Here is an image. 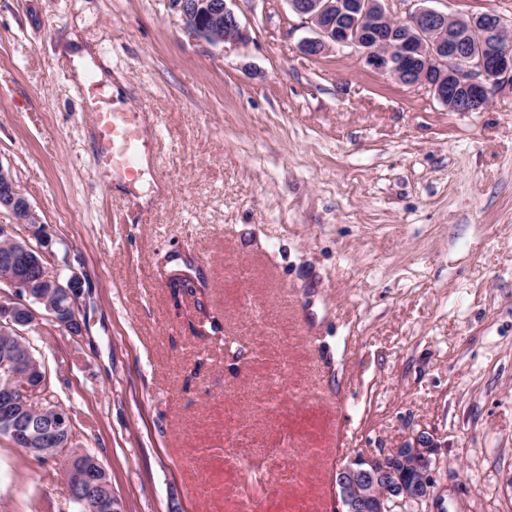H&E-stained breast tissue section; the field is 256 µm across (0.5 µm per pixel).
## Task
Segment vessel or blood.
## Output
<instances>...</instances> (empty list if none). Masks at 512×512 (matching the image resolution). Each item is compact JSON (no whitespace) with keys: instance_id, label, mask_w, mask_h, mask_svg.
Returning a JSON list of instances; mask_svg holds the SVG:
<instances>
[{"instance_id":"1","label":"vessel or blood","mask_w":512,"mask_h":512,"mask_svg":"<svg viewBox=\"0 0 512 512\" xmlns=\"http://www.w3.org/2000/svg\"><path fill=\"white\" fill-rule=\"evenodd\" d=\"M91 116L104 174L116 171L128 180L138 179L141 174L137 163L141 140L139 128L126 113L103 100L93 105Z\"/></svg>"}]
</instances>
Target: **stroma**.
Wrapping results in <instances>:
<instances>
[{"label":"stroma","instance_id":"35a3bbf8","mask_svg":"<svg viewBox=\"0 0 512 512\" xmlns=\"http://www.w3.org/2000/svg\"><path fill=\"white\" fill-rule=\"evenodd\" d=\"M231 7L214 44L172 0H0V166L83 279L80 336L26 332L78 445L122 512H333L341 459L424 431L447 512H512V81L453 112L303 54L287 0ZM69 33L151 127L148 205L100 172ZM0 512H76L59 461L0 436Z\"/></svg>","mask_w":512,"mask_h":512}]
</instances>
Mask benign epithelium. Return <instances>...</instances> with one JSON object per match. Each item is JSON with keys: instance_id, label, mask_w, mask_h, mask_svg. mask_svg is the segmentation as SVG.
Returning <instances> with one entry per match:
<instances>
[{"instance_id": "benign-epithelium-1", "label": "benign epithelium", "mask_w": 512, "mask_h": 512, "mask_svg": "<svg viewBox=\"0 0 512 512\" xmlns=\"http://www.w3.org/2000/svg\"><path fill=\"white\" fill-rule=\"evenodd\" d=\"M409 13L402 30L386 27L391 18L380 0L362 10L344 0H288L292 11L312 24L316 37L301 43L310 56L330 49L348 47L364 51L368 63L378 72L408 85H425L434 97L455 112H475L489 101L490 87L504 74H512V47L499 41L506 18L486 13L457 25L451 17L424 5ZM187 28L213 41L203 27L224 26L223 41L244 36L240 22L228 0H172ZM479 28L488 44L472 52L468 30ZM5 208L18 224L32 228V238H18L13 226L0 225V283L10 292L0 298V334L23 338V329L40 319L75 335L80 321L79 298L82 281L75 273L64 277L48 259L51 239L40 216L17 189L10 170L0 165V208ZM0 370L10 383L0 390V406L8 410L27 405L36 393L45 392L43 374L25 370V360L12 354L0 358ZM46 425L18 426L11 432L12 443L24 451L34 450L42 458H67L75 438L69 414L45 403L39 404ZM442 465L434 438L421 432L395 448L375 455H356L336 465L332 474L334 512H445L441 489L435 479ZM104 468L92 474L65 463L63 486L69 498L82 505L94 501L95 492H108L110 512H121L119 501Z\"/></svg>"}]
</instances>
